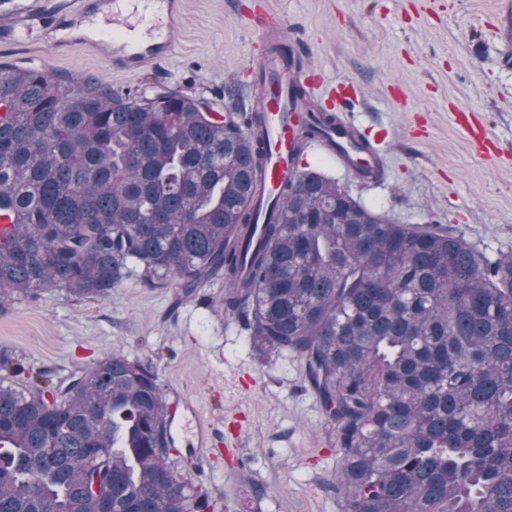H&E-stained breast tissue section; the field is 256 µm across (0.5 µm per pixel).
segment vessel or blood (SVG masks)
I'll return each mask as SVG.
<instances>
[{"label": "vessel or blood", "mask_w": 512, "mask_h": 512, "mask_svg": "<svg viewBox=\"0 0 512 512\" xmlns=\"http://www.w3.org/2000/svg\"><path fill=\"white\" fill-rule=\"evenodd\" d=\"M111 4L109 14L102 17L94 0H86L73 25L90 29L94 42H111L114 67L133 71L170 54L172 25L181 7L180 0H111ZM246 17L260 29L253 46L254 62L244 76L253 87L251 109L262 115L261 131L266 142L263 172L255 195L260 203L257 221L262 224L282 187L308 168L309 157L323 158L351 174L361 165L380 168L385 164L382 145L386 134L366 130L355 117L336 113V105L356 99L354 89L340 86L328 98H320L326 83L324 75L317 69L285 62L279 53L288 38L282 17L264 8L247 12ZM297 87L304 90V98L293 99L292 91ZM330 111L336 114L334 124L314 137L301 138V114ZM457 120L466 126L476 154H496L493 139L482 127L471 123L469 112L458 111ZM178 433L205 452L216 440L218 428L202 409L193 406L180 421Z\"/></svg>", "instance_id": "1"}]
</instances>
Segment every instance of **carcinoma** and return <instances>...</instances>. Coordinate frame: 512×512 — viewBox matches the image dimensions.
I'll list each match as a JSON object with an SVG mask.
<instances>
[{"label": "carcinoma", "instance_id": "carcinoma-1", "mask_svg": "<svg viewBox=\"0 0 512 512\" xmlns=\"http://www.w3.org/2000/svg\"><path fill=\"white\" fill-rule=\"evenodd\" d=\"M246 125L165 89L0 64V299L105 297L138 267L187 294L222 276L253 350L303 360L342 512H512V254L375 214L309 169L245 265L230 242L256 224L263 156ZM0 366V512L214 507L202 477L174 482L150 366L112 354L62 389Z\"/></svg>", "mask_w": 512, "mask_h": 512}]
</instances>
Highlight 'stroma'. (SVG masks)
I'll list each match as a JSON object with an SVG mask.
<instances>
[{
    "label": "stroma",
    "instance_id": "stroma-1",
    "mask_svg": "<svg viewBox=\"0 0 512 512\" xmlns=\"http://www.w3.org/2000/svg\"><path fill=\"white\" fill-rule=\"evenodd\" d=\"M172 54L132 72L113 70L108 44H56L55 11L84 0H21L0 14V63L101 77L113 90L161 87L210 104L245 106L236 74L251 63L257 30L241 17L260 4L281 14L302 63L358 92L367 126L386 129L387 182L341 178L369 210L401 224L448 225L488 258L512 251V0H183ZM33 26L36 39H6ZM467 109L501 150L484 159L455 121ZM223 279L184 296L178 283L149 285L133 274L103 299L49 289L0 300V359H20L61 379L119 353L150 365L167 400L197 403L223 425L240 415L243 444L199 458L176 441L172 459L204 473L223 497L215 512H341L330 489L336 435L291 351L257 355L248 333L225 317ZM235 369L243 393L224 397Z\"/></svg>",
    "mask_w": 512,
    "mask_h": 512
}]
</instances>
